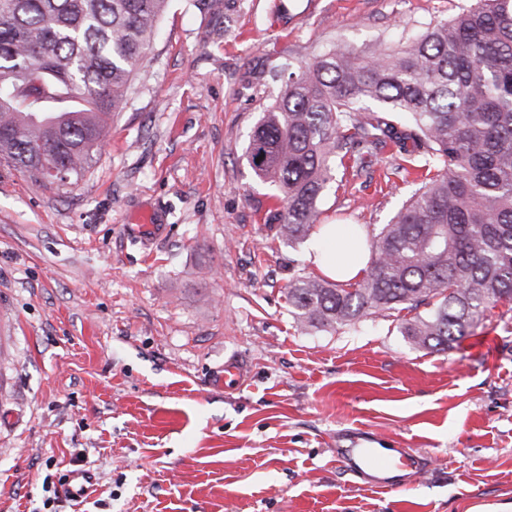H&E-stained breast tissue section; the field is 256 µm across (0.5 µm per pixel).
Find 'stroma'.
<instances>
[{
	"label": "stroma",
	"instance_id": "1",
	"mask_svg": "<svg viewBox=\"0 0 512 512\" xmlns=\"http://www.w3.org/2000/svg\"><path fill=\"white\" fill-rule=\"evenodd\" d=\"M473 0H169L109 146L58 187L0 161V512H512V311L447 352L399 317L298 332L275 190L243 152L270 72L391 46ZM390 146L320 221L378 234L418 188ZM158 211L152 248L127 227ZM245 368L214 386L225 360ZM361 428L425 457L409 489L344 471Z\"/></svg>",
	"mask_w": 512,
	"mask_h": 512
}]
</instances>
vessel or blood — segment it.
I'll list each match as a JSON object with an SVG mask.
<instances>
[{"label":"vessel or blood","mask_w":512,"mask_h":512,"mask_svg":"<svg viewBox=\"0 0 512 512\" xmlns=\"http://www.w3.org/2000/svg\"><path fill=\"white\" fill-rule=\"evenodd\" d=\"M245 377L242 366L227 360L221 368L217 382L232 390L241 385ZM348 447L337 449L336 458L344 469L360 477L365 483L380 489L408 488L422 468L421 456L411 448L380 447L375 437L366 431H353L347 436Z\"/></svg>","instance_id":"b4317fda"}]
</instances>
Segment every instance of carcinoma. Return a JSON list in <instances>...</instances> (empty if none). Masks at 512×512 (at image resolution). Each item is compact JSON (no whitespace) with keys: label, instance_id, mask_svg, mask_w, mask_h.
Masks as SVG:
<instances>
[{"label":"carcinoma","instance_id":"cac0c4a2","mask_svg":"<svg viewBox=\"0 0 512 512\" xmlns=\"http://www.w3.org/2000/svg\"><path fill=\"white\" fill-rule=\"evenodd\" d=\"M168 0H0V159L37 179L84 176L152 46ZM412 140L426 181L370 242L350 283L299 276L288 305L302 331L411 314L402 335L447 351L486 311L512 307V0H474L395 48L329 50L289 72L244 157L284 201L278 233L305 239L335 180ZM425 310H420V307Z\"/></svg>","mask_w":512,"mask_h":512}]
</instances>
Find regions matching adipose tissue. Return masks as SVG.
<instances>
[{"label":"adipose tissue","mask_w":512,"mask_h":512,"mask_svg":"<svg viewBox=\"0 0 512 512\" xmlns=\"http://www.w3.org/2000/svg\"><path fill=\"white\" fill-rule=\"evenodd\" d=\"M364 236L335 224H320L308 245V259L322 276L354 282L366 275Z\"/></svg>","instance_id":"ef3b65f1"}]
</instances>
